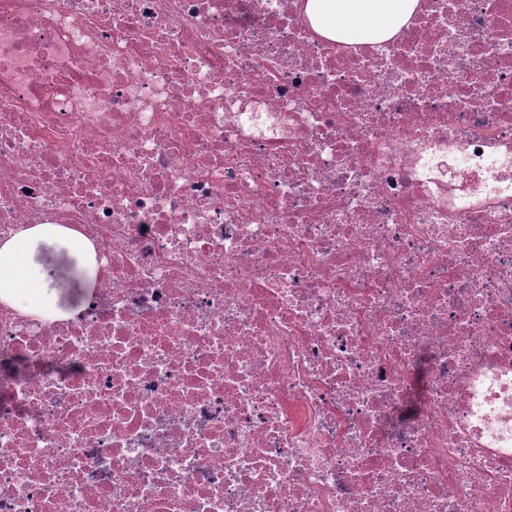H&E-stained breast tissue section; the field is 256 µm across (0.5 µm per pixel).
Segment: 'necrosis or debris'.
Returning <instances> with one entry per match:
<instances>
[{
  "label": "necrosis or debris",
  "instance_id": "necrosis-or-debris-1",
  "mask_svg": "<svg viewBox=\"0 0 512 512\" xmlns=\"http://www.w3.org/2000/svg\"><path fill=\"white\" fill-rule=\"evenodd\" d=\"M0 512H512V0H0ZM319 34L345 43L384 42L404 27L420 0H306ZM94 267L92 247L78 233L56 224L28 226L0 242V302L35 315L70 316Z\"/></svg>",
  "mask_w": 512,
  "mask_h": 512
}]
</instances>
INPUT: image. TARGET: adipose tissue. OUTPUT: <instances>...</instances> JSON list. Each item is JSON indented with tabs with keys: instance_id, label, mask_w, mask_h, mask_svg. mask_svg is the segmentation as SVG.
<instances>
[{
	"instance_id": "adipose-tissue-1",
	"label": "adipose tissue",
	"mask_w": 512,
	"mask_h": 512,
	"mask_svg": "<svg viewBox=\"0 0 512 512\" xmlns=\"http://www.w3.org/2000/svg\"><path fill=\"white\" fill-rule=\"evenodd\" d=\"M420 0H307L313 28L345 42L392 39L416 12ZM92 247L78 233L35 224L0 242V302L35 315L67 317L80 291L90 288Z\"/></svg>"
}]
</instances>
